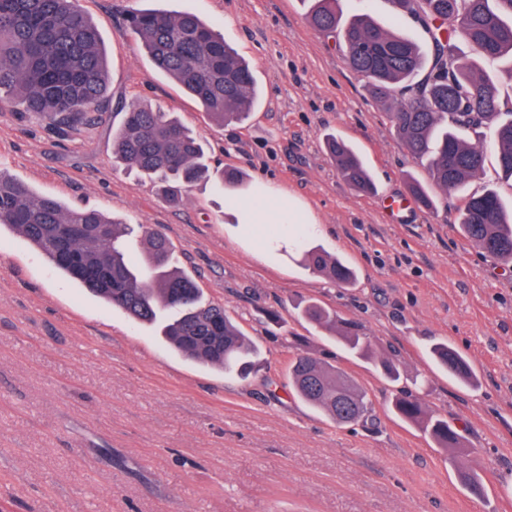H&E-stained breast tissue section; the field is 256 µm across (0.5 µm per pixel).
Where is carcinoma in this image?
Listing matches in <instances>:
<instances>
[{
    "label": "carcinoma",
    "instance_id": "cac0c4a2",
    "mask_svg": "<svg viewBox=\"0 0 512 512\" xmlns=\"http://www.w3.org/2000/svg\"><path fill=\"white\" fill-rule=\"evenodd\" d=\"M395 10L421 24L431 38L424 51L412 39L368 17L342 20L337 0H315L310 24L334 39L349 67L367 79L371 93L390 103V121L409 152L425 163L430 184L408 182L410 195L435 208L430 187L462 192L483 170L481 146L464 131L496 123L499 178L512 181V93L484 73L480 61L512 55V0H390ZM126 26L154 66L179 85L215 121L245 122L256 102L249 65L210 25L190 12L137 10ZM462 38L476 57L458 53ZM108 65L96 25L73 0H0V95L18 112H30L63 128L98 123L104 112L122 114L113 131L116 160L141 176L163 183L162 195L179 202L178 189L211 177L199 139L160 107L112 103ZM327 150L342 178L355 190H374L353 147L329 136ZM460 229L488 256L512 264V206L493 186L467 194L459 211ZM21 234L55 269L91 294L121 309L131 320L153 325L171 316L162 333L183 356L246 376L257 350L232 323L224 306L203 300L200 288L171 265L166 238L145 224H125L93 207H68L59 198L37 194L25 181L0 173V228ZM104 228L101 237L96 229ZM142 245L143 263H131L133 244ZM304 261L314 271L349 285L354 271L339 258L309 250ZM303 317L334 332L348 350L370 354L365 337L337 330L330 311L315 303ZM438 366L462 381L471 378L466 360L446 342L432 348ZM294 390L311 407L339 425L364 420L365 390L344 371L309 355L288 369ZM398 416L419 424L445 448L461 447L448 420L427 412L412 394L393 404Z\"/></svg>",
    "mask_w": 512,
    "mask_h": 512
}]
</instances>
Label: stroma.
Returning <instances> with one entry per match:
<instances>
[{"label": "stroma", "instance_id": "stroma-1", "mask_svg": "<svg viewBox=\"0 0 512 512\" xmlns=\"http://www.w3.org/2000/svg\"><path fill=\"white\" fill-rule=\"evenodd\" d=\"M97 25L108 93L176 113L210 169L239 171L301 200L315 217L289 248L245 240L215 182L166 203L112 157L119 117L61 133L0 104V171L67 204L149 224L205 300L224 306L260 353L243 380L190 360L152 328L88 294L26 239L0 231V512H512V271L460 231L456 193L393 219L386 201L426 181L333 40L308 22L311 0H77ZM133 9L191 12L253 70L259 106L219 125L155 68L124 18ZM419 45L428 35L389 0H340ZM358 151L376 186L343 180L325 140ZM320 248L345 260L339 285L302 261ZM315 302L368 336L351 356L301 315ZM444 339L476 383L448 377L427 349ZM309 354L367 392L366 421L336 425L292 393L288 365ZM393 360L398 380L381 360ZM446 418L460 448H442L392 411L400 391ZM471 473L482 490L463 480Z\"/></svg>", "mask_w": 512, "mask_h": 512}]
</instances>
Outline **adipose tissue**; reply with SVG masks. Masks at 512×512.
Listing matches in <instances>:
<instances>
[{
  "label": "adipose tissue",
  "instance_id": "ef3b65f1",
  "mask_svg": "<svg viewBox=\"0 0 512 512\" xmlns=\"http://www.w3.org/2000/svg\"><path fill=\"white\" fill-rule=\"evenodd\" d=\"M224 210L233 214L237 223L249 234L260 224L279 225L280 232L276 241L281 247L288 245L293 226L312 221L311 215L295 200L273 199L261 183L255 184L247 194L229 196L224 202Z\"/></svg>",
  "mask_w": 512,
  "mask_h": 512
}]
</instances>
